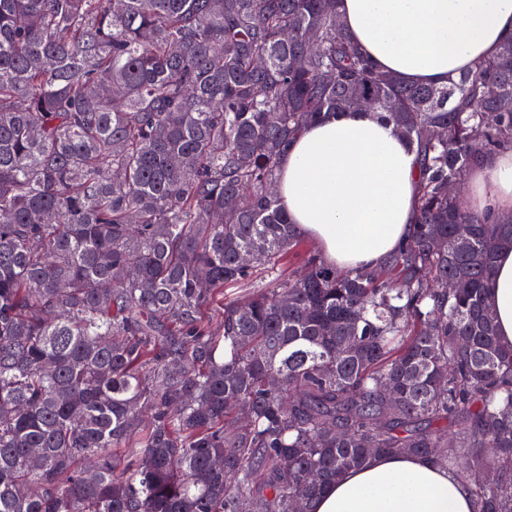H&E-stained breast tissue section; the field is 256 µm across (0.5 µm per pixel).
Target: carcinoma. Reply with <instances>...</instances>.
Instances as JSON below:
<instances>
[{"instance_id":"1","label":"carcinoma","mask_w":512,"mask_h":512,"mask_svg":"<svg viewBox=\"0 0 512 512\" xmlns=\"http://www.w3.org/2000/svg\"><path fill=\"white\" fill-rule=\"evenodd\" d=\"M506 99L512 39L410 86L336 0H0V512H312L380 454L512 512L485 297L512 217L448 193L512 147ZM362 104L420 160L405 246L354 273L307 251L225 298L302 249L275 192L292 138Z\"/></svg>"}]
</instances>
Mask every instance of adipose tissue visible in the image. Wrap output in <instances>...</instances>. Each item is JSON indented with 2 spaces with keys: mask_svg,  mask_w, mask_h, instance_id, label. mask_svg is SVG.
Wrapping results in <instances>:
<instances>
[{
  "mask_svg": "<svg viewBox=\"0 0 512 512\" xmlns=\"http://www.w3.org/2000/svg\"><path fill=\"white\" fill-rule=\"evenodd\" d=\"M353 45L410 85H445L494 58L512 38V0H336ZM420 162L395 126L368 110L328 114L281 155L277 195L325 260L354 272L385 262L413 230ZM471 212L512 213V149L468 173ZM500 343L512 348V250L487 287ZM315 512H472L468 485L422 457L381 456L350 471Z\"/></svg>",
  "mask_w": 512,
  "mask_h": 512,
  "instance_id": "1",
  "label": "adipose tissue"
}]
</instances>
